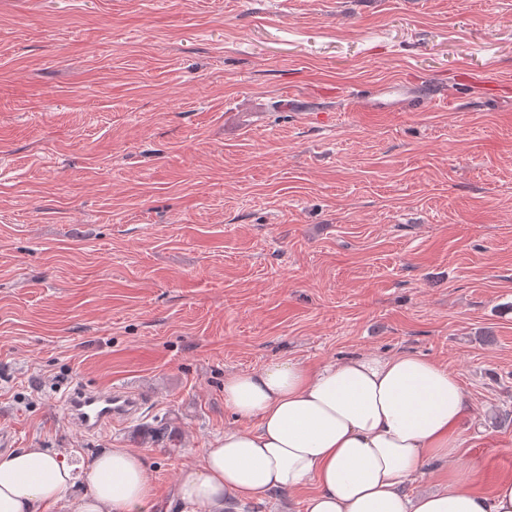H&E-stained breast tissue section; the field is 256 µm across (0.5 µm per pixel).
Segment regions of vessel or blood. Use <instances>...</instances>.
<instances>
[{"mask_svg": "<svg viewBox=\"0 0 512 512\" xmlns=\"http://www.w3.org/2000/svg\"><path fill=\"white\" fill-rule=\"evenodd\" d=\"M65 406L77 429L95 433L128 420L137 411L139 399L125 390L78 388L66 398Z\"/></svg>", "mask_w": 512, "mask_h": 512, "instance_id": "vessel-or-blood-1", "label": "vessel or blood"}]
</instances>
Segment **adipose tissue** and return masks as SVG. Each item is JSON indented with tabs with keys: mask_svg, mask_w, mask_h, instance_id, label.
<instances>
[{
	"mask_svg": "<svg viewBox=\"0 0 512 512\" xmlns=\"http://www.w3.org/2000/svg\"><path fill=\"white\" fill-rule=\"evenodd\" d=\"M240 420L181 470L175 503L156 498L144 454L112 448L84 468L44 448L0 456V512H45L84 480L78 512H230L309 480L304 512H512V480L482 495L463 483L408 487L426 462H455L465 399L447 365L409 353L361 352L310 369L284 361L224 380Z\"/></svg>",
	"mask_w": 512,
	"mask_h": 512,
	"instance_id": "obj_1",
	"label": "adipose tissue"
}]
</instances>
